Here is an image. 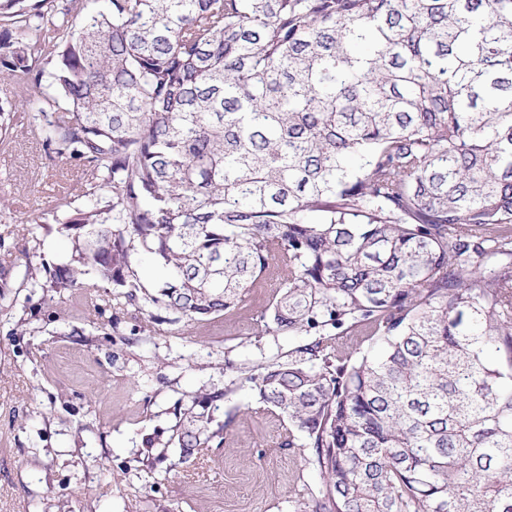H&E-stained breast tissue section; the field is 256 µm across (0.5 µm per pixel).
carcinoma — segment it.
Returning a JSON list of instances; mask_svg holds the SVG:
<instances>
[{"label": "carcinoma", "mask_w": 512, "mask_h": 512, "mask_svg": "<svg viewBox=\"0 0 512 512\" xmlns=\"http://www.w3.org/2000/svg\"><path fill=\"white\" fill-rule=\"evenodd\" d=\"M15 76L0 135L90 201L48 211L78 246L33 287L199 323L275 283L297 345L239 385L322 480L302 512H512V0H0ZM140 265L141 281L145 288H141L138 291V295L142 296L144 291L153 293L157 289L155 287L162 284L166 277V271L158 263L148 258H142Z\"/></svg>", "instance_id": "carcinoma-1"}]
</instances>
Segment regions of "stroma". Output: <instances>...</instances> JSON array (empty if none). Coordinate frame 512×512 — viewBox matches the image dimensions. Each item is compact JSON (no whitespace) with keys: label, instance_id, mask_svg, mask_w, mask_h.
<instances>
[{"label":"stroma","instance_id":"1","mask_svg":"<svg viewBox=\"0 0 512 512\" xmlns=\"http://www.w3.org/2000/svg\"><path fill=\"white\" fill-rule=\"evenodd\" d=\"M78 172L23 132L0 142V512H294L320 477L301 471L248 387L214 413L226 445L186 461L166 445L178 409L294 347L259 321L268 289L188 324L151 322L119 288L23 287L27 264H58L75 246L36 218L62 192L84 205ZM97 307L119 323L100 328Z\"/></svg>","mask_w":512,"mask_h":512}]
</instances>
